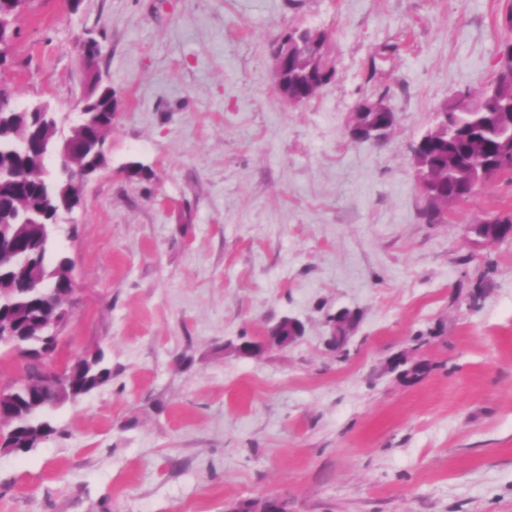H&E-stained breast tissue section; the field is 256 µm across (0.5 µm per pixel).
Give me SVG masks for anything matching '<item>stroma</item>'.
Listing matches in <instances>:
<instances>
[{
    "label": "stroma",
    "mask_w": 512,
    "mask_h": 512,
    "mask_svg": "<svg viewBox=\"0 0 512 512\" xmlns=\"http://www.w3.org/2000/svg\"><path fill=\"white\" fill-rule=\"evenodd\" d=\"M512 0H29L0 62L17 104L70 126L87 92L79 42L119 114L108 165L63 215L73 316L53 358L102 352L110 380L52 414L28 453L0 451V512H512V216L495 176L442 222L411 147L436 108L482 92ZM331 39L338 72L304 105L270 71L288 27ZM385 96L386 141L354 142ZM140 162L145 178L128 180ZM356 315L347 358L328 318ZM304 333L225 355L280 318ZM424 344H415V337ZM409 352L419 382L387 368ZM509 221L510 219H503L501 217L486 218L483 221L484 224H480L483 228V233L479 237L484 240L512 238V221L510 224H504ZM275 326H271L264 336L240 338L236 343L224 344L226 351L233 353L237 358L258 360L268 349L272 347L286 349L302 335V325L294 318L289 317L287 336L283 334L273 336L272 330ZM228 512H291L288 499L283 496L269 495L245 499L235 503Z\"/></svg>",
    "instance_id": "obj_1"
}]
</instances>
